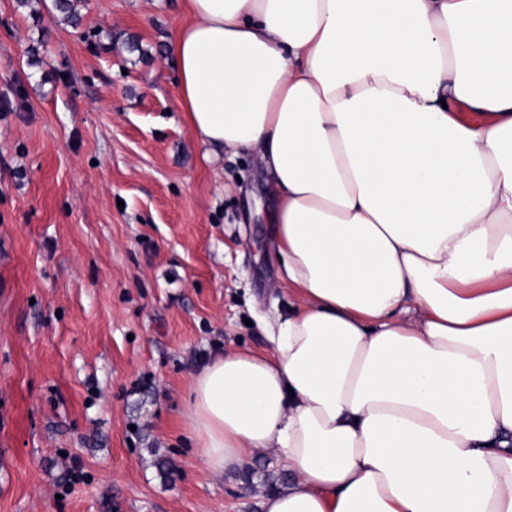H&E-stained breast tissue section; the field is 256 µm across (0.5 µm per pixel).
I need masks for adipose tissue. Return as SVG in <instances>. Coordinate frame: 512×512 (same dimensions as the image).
I'll return each mask as SVG.
<instances>
[{
  "label": "adipose tissue",
  "mask_w": 512,
  "mask_h": 512,
  "mask_svg": "<svg viewBox=\"0 0 512 512\" xmlns=\"http://www.w3.org/2000/svg\"><path fill=\"white\" fill-rule=\"evenodd\" d=\"M197 141L273 177L293 304L193 378L260 512H512V0H184Z\"/></svg>",
  "instance_id": "ef3b65f1"
}]
</instances>
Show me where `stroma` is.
I'll use <instances>...</instances> for the list:
<instances>
[{
  "mask_svg": "<svg viewBox=\"0 0 512 512\" xmlns=\"http://www.w3.org/2000/svg\"><path fill=\"white\" fill-rule=\"evenodd\" d=\"M76 5L0 0V512H259L283 461L213 474L184 421L288 311L271 174L195 139L182 0Z\"/></svg>",
  "mask_w": 512,
  "mask_h": 512,
  "instance_id": "35a3bbf8",
  "label": "stroma"
}]
</instances>
